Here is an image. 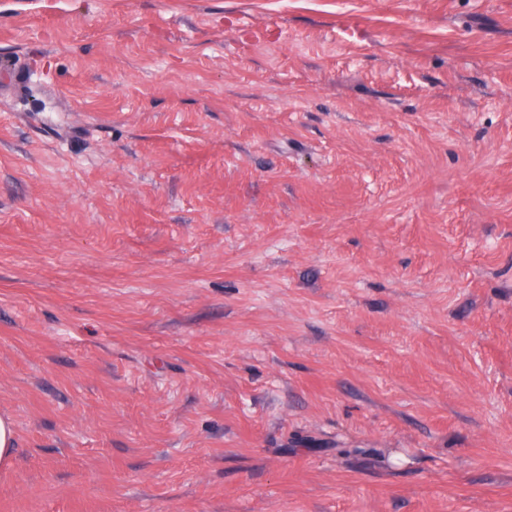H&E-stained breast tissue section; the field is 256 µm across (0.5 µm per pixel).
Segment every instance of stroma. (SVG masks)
Listing matches in <instances>:
<instances>
[{
    "label": "stroma",
    "mask_w": 512,
    "mask_h": 512,
    "mask_svg": "<svg viewBox=\"0 0 512 512\" xmlns=\"http://www.w3.org/2000/svg\"><path fill=\"white\" fill-rule=\"evenodd\" d=\"M0 512H512V0H0ZM17 448V434L10 416L0 414V465H10Z\"/></svg>",
    "instance_id": "1"
}]
</instances>
